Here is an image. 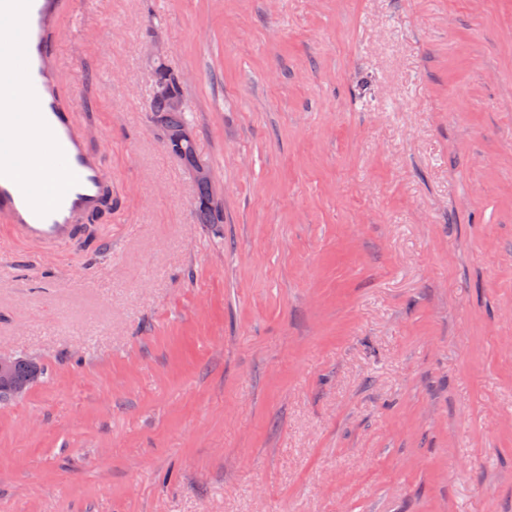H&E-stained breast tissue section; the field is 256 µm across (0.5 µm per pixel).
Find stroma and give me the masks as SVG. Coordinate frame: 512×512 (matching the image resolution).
I'll return each mask as SVG.
<instances>
[{
  "label": "stroma",
  "instance_id": "obj_1",
  "mask_svg": "<svg viewBox=\"0 0 512 512\" xmlns=\"http://www.w3.org/2000/svg\"><path fill=\"white\" fill-rule=\"evenodd\" d=\"M112 211L0 232V512H512V0H95ZM184 78L223 221L151 119ZM20 361L16 365L12 376L7 384H0V400L1 397L7 400L10 393L15 387H23L26 390L41 374L44 368L39 364L31 363L28 359L20 357Z\"/></svg>",
  "mask_w": 512,
  "mask_h": 512
}]
</instances>
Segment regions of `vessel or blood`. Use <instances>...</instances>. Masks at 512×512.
I'll list each match as a JSON object with an SVG mask.
<instances>
[{
	"label": "vessel or blood",
	"instance_id": "1",
	"mask_svg": "<svg viewBox=\"0 0 512 512\" xmlns=\"http://www.w3.org/2000/svg\"><path fill=\"white\" fill-rule=\"evenodd\" d=\"M91 6L92 0H0V20L18 26L15 40L0 52V67L16 76L14 85L0 88V225L24 244L68 243L84 221L112 203L104 153L66 102L57 62L62 14L78 15ZM22 101L29 111H15ZM33 133L54 186L49 197L42 184L22 175L29 156L20 139Z\"/></svg>",
	"mask_w": 512,
	"mask_h": 512
}]
</instances>
